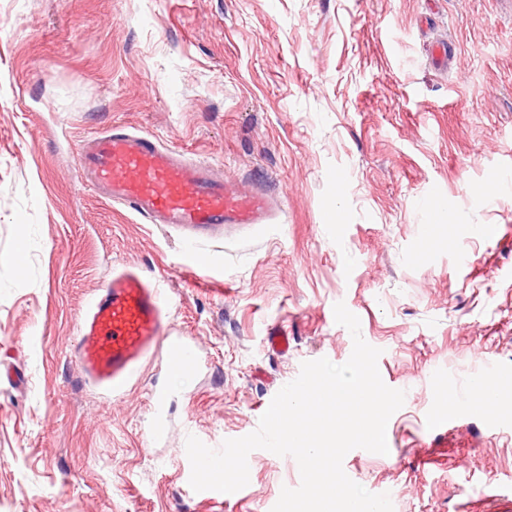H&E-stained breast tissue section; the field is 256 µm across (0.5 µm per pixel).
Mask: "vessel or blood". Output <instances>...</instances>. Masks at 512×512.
Listing matches in <instances>:
<instances>
[{
  "label": "vessel or blood",
  "instance_id": "1",
  "mask_svg": "<svg viewBox=\"0 0 512 512\" xmlns=\"http://www.w3.org/2000/svg\"><path fill=\"white\" fill-rule=\"evenodd\" d=\"M76 185L124 206L151 224L184 231L187 242L224 227L267 223L273 201L264 191L236 189L207 163L186 160L150 137L97 132L79 141ZM169 298L140 269L127 267L90 301L71 356L92 385L121 391L140 362L154 352L167 330ZM171 366L196 372L200 359L188 342L174 340Z\"/></svg>",
  "mask_w": 512,
  "mask_h": 512
}]
</instances>
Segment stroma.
<instances>
[{"label":"stroma","mask_w":512,"mask_h":512,"mask_svg":"<svg viewBox=\"0 0 512 512\" xmlns=\"http://www.w3.org/2000/svg\"><path fill=\"white\" fill-rule=\"evenodd\" d=\"M114 127L272 191L275 218L186 267L182 231L77 191L75 144ZM500 175L512 0H0V255L29 241L23 276L0 265V512H271L293 457L252 451L221 498L190 487L186 438L246 436L303 362L345 363L339 302L405 393L388 454L353 449L346 475L394 512H512V400L456 402L512 374V193L474 192ZM128 265L170 288V336L205 365L176 374L161 349L112 394L69 350Z\"/></svg>","instance_id":"obj_1"}]
</instances>
